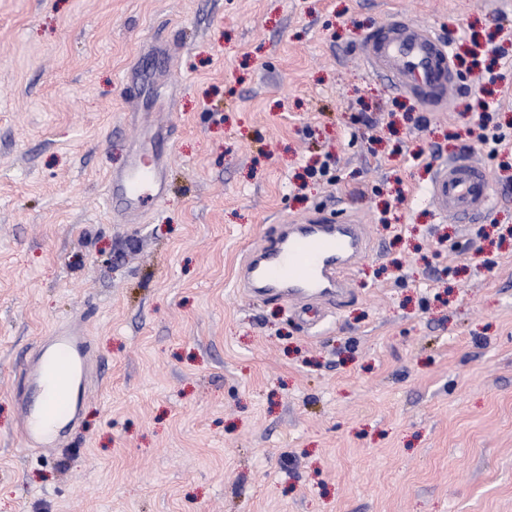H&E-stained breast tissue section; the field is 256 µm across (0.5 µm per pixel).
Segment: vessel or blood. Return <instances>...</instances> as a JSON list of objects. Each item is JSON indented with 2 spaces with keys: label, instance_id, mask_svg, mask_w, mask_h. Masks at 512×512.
Wrapping results in <instances>:
<instances>
[{
  "label": "vessel or blood",
  "instance_id": "obj_1",
  "mask_svg": "<svg viewBox=\"0 0 512 512\" xmlns=\"http://www.w3.org/2000/svg\"><path fill=\"white\" fill-rule=\"evenodd\" d=\"M366 60L372 72L413 94L430 110L441 106L455 79L447 44L432 30L401 21L370 36ZM168 125L151 119L144 141L128 153L103 190L106 211L120 224L140 223L147 203L166 200L168 158L162 146ZM429 197L439 214L477 220L493 210L485 171L464 156L438 164ZM367 243L351 217L315 213L303 223L277 225L251 249L240 267L238 285L282 300H300L299 321L315 325L350 296L349 273L364 258ZM89 336L76 325L42 337L18 370L17 426L24 448H57L63 432L78 422L92 373Z\"/></svg>",
  "mask_w": 512,
  "mask_h": 512
}]
</instances>
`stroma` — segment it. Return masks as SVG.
Returning a JSON list of instances; mask_svg holds the SVG:
<instances>
[{
    "instance_id": "1",
    "label": "stroma",
    "mask_w": 512,
    "mask_h": 512,
    "mask_svg": "<svg viewBox=\"0 0 512 512\" xmlns=\"http://www.w3.org/2000/svg\"><path fill=\"white\" fill-rule=\"evenodd\" d=\"M393 21L450 40L441 109L368 68ZM157 102L171 192L134 233L102 184ZM486 110L512 127V0H0V512H512V147ZM460 153L489 221L426 195ZM341 210L368 252L333 316L237 288L271 225ZM69 324L81 422L22 452L17 365Z\"/></svg>"
}]
</instances>
